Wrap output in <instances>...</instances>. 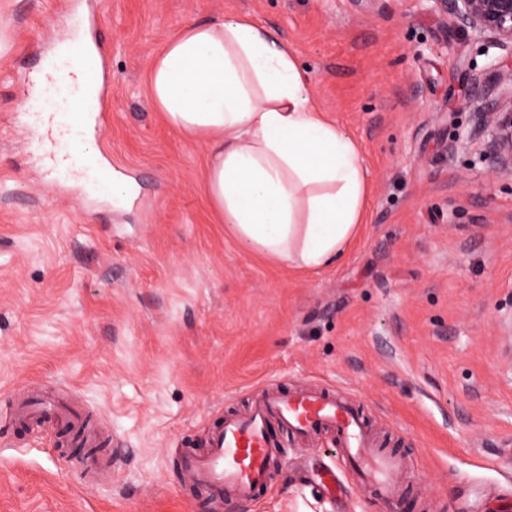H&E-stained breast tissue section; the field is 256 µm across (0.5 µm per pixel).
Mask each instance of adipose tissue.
Instances as JSON below:
<instances>
[{"mask_svg": "<svg viewBox=\"0 0 512 512\" xmlns=\"http://www.w3.org/2000/svg\"><path fill=\"white\" fill-rule=\"evenodd\" d=\"M148 91L169 125L206 141L208 201L242 246L310 270L343 258L363 217L359 148L287 43L245 17L186 26L153 59Z\"/></svg>", "mask_w": 512, "mask_h": 512, "instance_id": "obj_1", "label": "adipose tissue"}]
</instances>
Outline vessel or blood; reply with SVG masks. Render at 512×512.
I'll return each instance as SVG.
<instances>
[{"label": "vessel or blood", "instance_id": "obj_1", "mask_svg": "<svg viewBox=\"0 0 512 512\" xmlns=\"http://www.w3.org/2000/svg\"><path fill=\"white\" fill-rule=\"evenodd\" d=\"M61 67L70 80L58 84L55 92L67 111L48 116L45 132L39 137L44 156L54 168L76 169L79 176L92 181L97 191H111L112 174L97 162L84 137L78 113L83 104L79 83L84 80L101 85V59L74 36ZM14 418L28 426L55 420L72 431L81 445L92 448L99 443L98 433L87 423L58 415L55 404L49 401L17 407ZM276 425L288 427L302 437L323 428L333 429L338 444L336 453L349 460L359 484L384 499L400 496L397 474L402 467L401 459L373 446L350 399L322 389L268 391L246 415L226 417L211 433L205 452L183 454V465L198 484L232 499L255 498L268 483L275 443L272 428Z\"/></svg>", "mask_w": 512, "mask_h": 512}]
</instances>
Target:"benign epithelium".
<instances>
[{"instance_id": "benign-epithelium-1", "label": "benign epithelium", "mask_w": 512, "mask_h": 512, "mask_svg": "<svg viewBox=\"0 0 512 512\" xmlns=\"http://www.w3.org/2000/svg\"><path fill=\"white\" fill-rule=\"evenodd\" d=\"M440 12H453L466 28L487 39L488 47L506 55L496 58L481 86L487 94L506 91L512 96V0H432ZM481 139L497 171L512 175V99L509 108L473 113V124L457 140Z\"/></svg>"}]
</instances>
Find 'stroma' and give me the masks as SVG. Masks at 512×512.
Returning <instances> with one entry per match:
<instances>
[{"instance_id": "35a3bbf8", "label": "stroma", "mask_w": 512, "mask_h": 512, "mask_svg": "<svg viewBox=\"0 0 512 512\" xmlns=\"http://www.w3.org/2000/svg\"><path fill=\"white\" fill-rule=\"evenodd\" d=\"M107 63L91 148L135 183L116 206L51 173L15 95L68 28L62 0H0V512H384L330 430H275L252 500L214 496L178 458L271 388L351 398L406 466L392 512H512V176L454 148L499 55L428 0H82ZM248 16L287 41L319 108L358 145L364 219L336 265L241 248L204 190L208 147L147 92L184 26ZM29 384L105 421L96 451L11 417ZM112 460L102 483L84 477ZM337 464L341 492L319 474Z\"/></svg>"}]
</instances>
